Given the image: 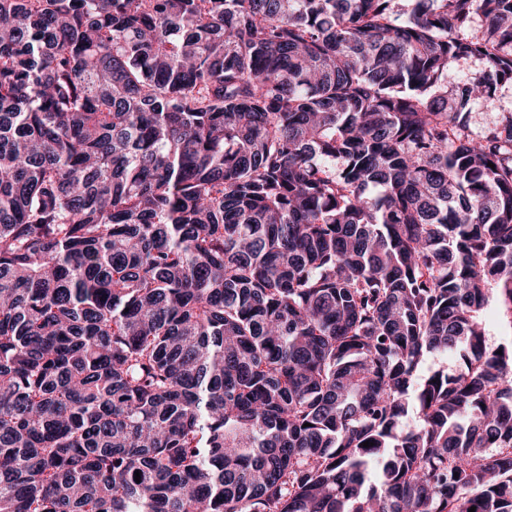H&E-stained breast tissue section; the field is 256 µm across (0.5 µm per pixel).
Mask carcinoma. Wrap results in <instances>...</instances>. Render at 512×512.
Here are the masks:
<instances>
[{
	"label": "carcinoma",
	"instance_id": "carcinoma-1",
	"mask_svg": "<svg viewBox=\"0 0 512 512\" xmlns=\"http://www.w3.org/2000/svg\"><path fill=\"white\" fill-rule=\"evenodd\" d=\"M398 2L0 0V512H512V0ZM498 109L492 110L486 108L481 102L472 105L473 123L476 127L487 126L494 123L498 116V112L512 109V85L505 84L498 89ZM482 316L486 323L490 343L498 345L499 343L510 342L512 336L510 316L507 315L498 302L496 294L493 293L482 312Z\"/></svg>",
	"mask_w": 512,
	"mask_h": 512
}]
</instances>
